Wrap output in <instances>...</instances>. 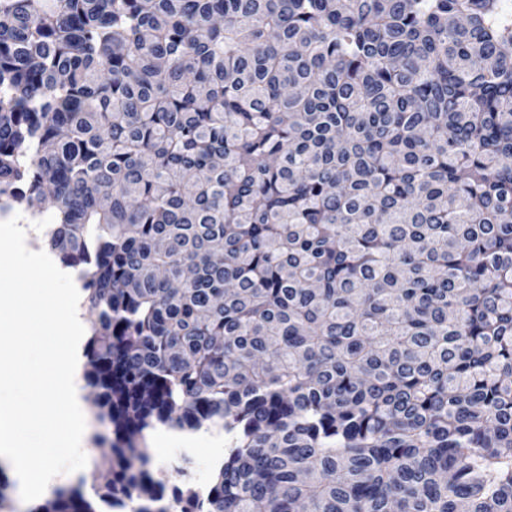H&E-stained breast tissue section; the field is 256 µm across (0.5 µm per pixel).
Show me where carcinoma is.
<instances>
[{
  "mask_svg": "<svg viewBox=\"0 0 512 512\" xmlns=\"http://www.w3.org/2000/svg\"><path fill=\"white\" fill-rule=\"evenodd\" d=\"M48 190L109 479L35 512H512L508 0H0V197ZM166 429L159 428L147 433V445L151 448L155 468L162 471V476L169 494L174 486L182 487L189 483L197 488H204L211 480L215 462L224 456V448L230 444V436L224 432L208 430L212 436L220 439V448H205L200 444H185L178 441L157 445L155 438L166 432ZM184 434L194 432L181 431ZM180 431H169L163 435V440L184 437ZM226 436V439H225ZM161 448V449H157ZM219 457L218 459H216ZM184 469L185 474L177 472V469Z\"/></svg>",
  "mask_w": 512,
  "mask_h": 512,
  "instance_id": "cac0c4a2",
  "label": "carcinoma"
}]
</instances>
